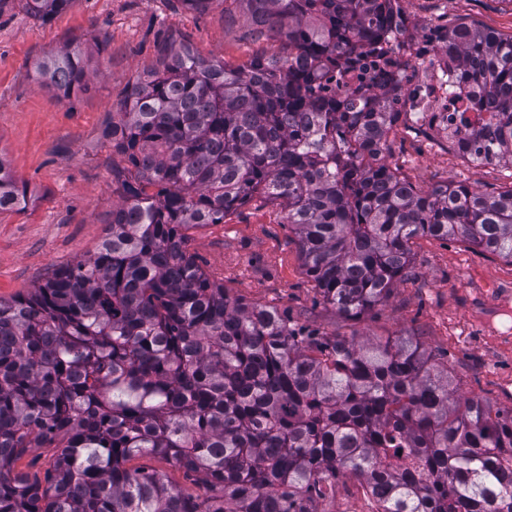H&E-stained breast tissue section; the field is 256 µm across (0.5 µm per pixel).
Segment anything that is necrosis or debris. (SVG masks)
Returning <instances> with one entry per match:
<instances>
[{
	"label": "necrosis or debris",
	"mask_w": 512,
	"mask_h": 512,
	"mask_svg": "<svg viewBox=\"0 0 512 512\" xmlns=\"http://www.w3.org/2000/svg\"><path fill=\"white\" fill-rule=\"evenodd\" d=\"M391 15L380 58L362 53L353 58L350 71L327 74L322 80L325 95L346 99L357 86L355 74L373 73L375 62L383 61L388 76L378 86L385 92L381 100L385 110L405 113L415 129L431 130L451 140L459 153L481 161L472 131L488 115L467 111L460 65L445 49V32L431 24L415 26L396 6Z\"/></svg>",
	"instance_id": "necrosis-or-debris-1"
}]
</instances>
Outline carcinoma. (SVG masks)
<instances>
[{"instance_id":"obj_1","label":"carcinoma","mask_w":512,"mask_h":512,"mask_svg":"<svg viewBox=\"0 0 512 512\" xmlns=\"http://www.w3.org/2000/svg\"><path fill=\"white\" fill-rule=\"evenodd\" d=\"M45 21L74 0H20ZM282 45L240 68L171 43L105 130L128 166L93 256L0 300V512H317L355 477L377 512H512V415L454 396L448 368L408 340L316 334L234 297L187 250L255 197L278 202L324 303L360 320L383 304L420 236L512 264V185L427 192L385 164L397 113L321 94L318 79L383 43L391 0H232ZM448 51L512 161V36L448 30ZM92 55L34 63L42 86L88 90ZM357 130L371 160L336 156ZM153 187L156 192L149 193ZM35 199L0 153V211ZM55 448L45 483L15 470ZM157 455L197 476L185 493L127 463Z\"/></svg>"}]
</instances>
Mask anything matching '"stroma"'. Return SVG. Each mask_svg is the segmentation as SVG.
Wrapping results in <instances>:
<instances>
[{
	"instance_id": "obj_1",
	"label": "stroma",
	"mask_w": 512,
	"mask_h": 512,
	"mask_svg": "<svg viewBox=\"0 0 512 512\" xmlns=\"http://www.w3.org/2000/svg\"><path fill=\"white\" fill-rule=\"evenodd\" d=\"M414 22L478 24L512 34V0H405ZM189 44L202 58L239 67L280 43L257 35L242 6L214 0L204 14L177 0H75L42 22L18 4L0 6V153L18 185L35 199L0 213V299L28 293L56 268L93 255L118 201L112 168L122 165L104 135L127 89L160 67L167 46ZM99 54L88 92L60 98L41 86L33 64L64 45ZM445 150L399 121L385 154L416 188L465 183L489 191L512 183V162L446 165ZM188 250L230 295L288 312L292 320L356 341L403 337L447 364L458 396L512 413V264L461 241L420 237L411 274L388 301L357 322L345 320L317 294L282 207L254 199L220 224L190 229Z\"/></svg>"
}]
</instances>
